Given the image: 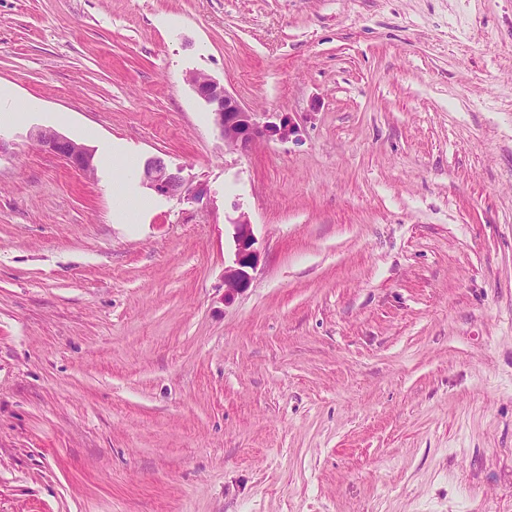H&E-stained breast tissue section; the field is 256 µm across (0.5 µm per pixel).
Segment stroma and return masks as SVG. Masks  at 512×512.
<instances>
[{"instance_id": "obj_1", "label": "stroma", "mask_w": 512, "mask_h": 512, "mask_svg": "<svg viewBox=\"0 0 512 512\" xmlns=\"http://www.w3.org/2000/svg\"><path fill=\"white\" fill-rule=\"evenodd\" d=\"M0 85V512H512V0H0ZM190 81L197 96L209 106L213 123L228 150L246 151L257 142L273 137L286 142L295 134L289 117L280 118L279 123L263 121L269 119L270 112L251 111L224 85L198 76H193ZM35 139L40 148L49 154L67 161L74 168L94 173L93 153L90 149L53 130H39ZM101 160L104 164L112 165L118 173V177L112 186V194L120 207H123L130 195V186L125 180V174L128 168L127 163L130 159L112 152V154L103 155ZM143 181L157 194L177 199H200L206 189L189 183L181 169H171L160 158L149 159L142 171ZM229 225L233 228L235 249L231 264L224 268V288H227V294H234L248 288L257 268L258 253L254 248L252 224L245 212H240Z\"/></svg>"}]
</instances>
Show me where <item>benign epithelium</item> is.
Masks as SVG:
<instances>
[{"mask_svg": "<svg viewBox=\"0 0 512 512\" xmlns=\"http://www.w3.org/2000/svg\"><path fill=\"white\" fill-rule=\"evenodd\" d=\"M191 83L197 96L210 108L215 127L232 151H246L259 141L277 138L288 141L295 134L291 120L282 117L279 122L269 120L268 112H253L234 97L223 85L206 77L194 76ZM35 139L40 148L67 161L74 168L94 173L93 153L90 149L53 130H39ZM143 181L157 194L177 199H199L206 189L189 183L181 170L171 169L159 158L148 160L142 171ZM234 258L224 268V287L234 294L249 286L258 264L254 248L255 237L246 213L241 212L231 221Z\"/></svg>", "mask_w": 512, "mask_h": 512, "instance_id": "1", "label": "benign epithelium"}]
</instances>
